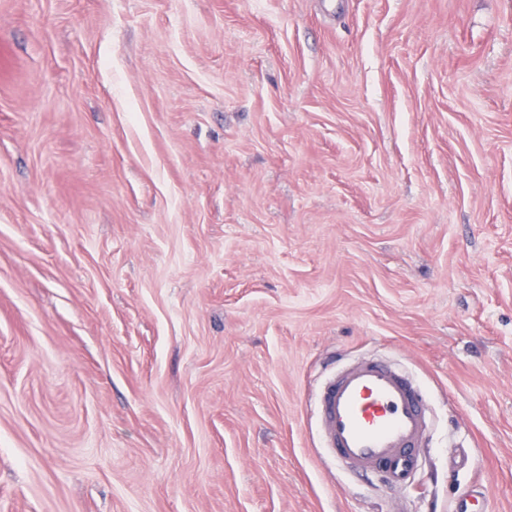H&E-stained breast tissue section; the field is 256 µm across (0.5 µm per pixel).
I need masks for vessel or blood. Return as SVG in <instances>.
Instances as JSON below:
<instances>
[{
	"mask_svg": "<svg viewBox=\"0 0 512 512\" xmlns=\"http://www.w3.org/2000/svg\"><path fill=\"white\" fill-rule=\"evenodd\" d=\"M337 468L407 486L425 447L431 412L412 380L368 358L334 367L310 400Z\"/></svg>",
	"mask_w": 512,
	"mask_h": 512,
	"instance_id": "1",
	"label": "vessel or blood"
}]
</instances>
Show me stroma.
<instances>
[{
  "label": "stroma",
  "instance_id": "1",
  "mask_svg": "<svg viewBox=\"0 0 512 512\" xmlns=\"http://www.w3.org/2000/svg\"><path fill=\"white\" fill-rule=\"evenodd\" d=\"M387 355L401 490L308 399ZM512 512V0H0V512Z\"/></svg>",
  "mask_w": 512,
  "mask_h": 512
}]
</instances>
